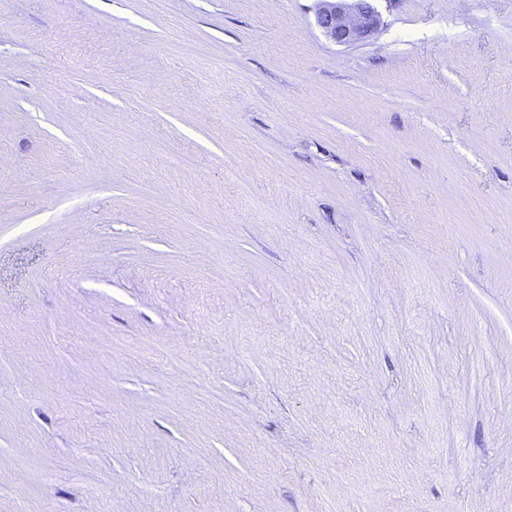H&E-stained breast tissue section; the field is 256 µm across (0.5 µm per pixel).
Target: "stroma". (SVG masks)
<instances>
[{
    "instance_id": "35a3bbf8",
    "label": "stroma",
    "mask_w": 512,
    "mask_h": 512,
    "mask_svg": "<svg viewBox=\"0 0 512 512\" xmlns=\"http://www.w3.org/2000/svg\"><path fill=\"white\" fill-rule=\"evenodd\" d=\"M0 0V512H512V0ZM316 26L334 43L365 41L376 31L380 19L373 0H314Z\"/></svg>"
}]
</instances>
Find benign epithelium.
Returning a JSON list of instances; mask_svg holds the SVG:
<instances>
[{
	"label": "benign epithelium",
	"instance_id": "1",
	"mask_svg": "<svg viewBox=\"0 0 512 512\" xmlns=\"http://www.w3.org/2000/svg\"><path fill=\"white\" fill-rule=\"evenodd\" d=\"M316 26L333 42H361L376 31L380 19L373 0H315Z\"/></svg>",
	"mask_w": 512,
	"mask_h": 512
}]
</instances>
